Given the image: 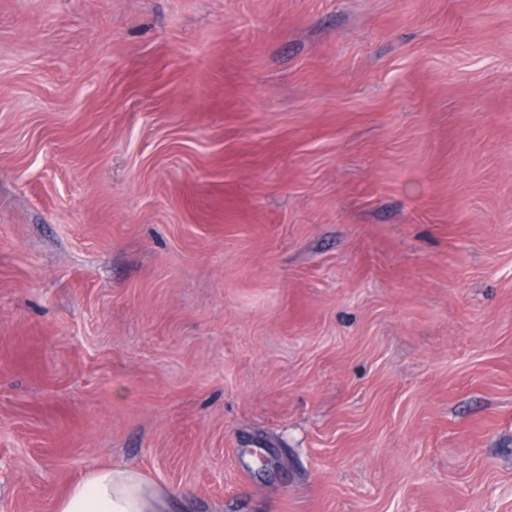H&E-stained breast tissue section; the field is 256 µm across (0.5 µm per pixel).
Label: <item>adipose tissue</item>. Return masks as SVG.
I'll use <instances>...</instances> for the list:
<instances>
[{
    "instance_id": "adipose-tissue-1",
    "label": "adipose tissue",
    "mask_w": 512,
    "mask_h": 512,
    "mask_svg": "<svg viewBox=\"0 0 512 512\" xmlns=\"http://www.w3.org/2000/svg\"><path fill=\"white\" fill-rule=\"evenodd\" d=\"M167 490L142 473L103 466L89 470L72 484L55 512H168Z\"/></svg>"
}]
</instances>
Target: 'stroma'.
I'll return each mask as SVG.
<instances>
[{
	"mask_svg": "<svg viewBox=\"0 0 512 512\" xmlns=\"http://www.w3.org/2000/svg\"><path fill=\"white\" fill-rule=\"evenodd\" d=\"M105 465L512 512V0H0V512Z\"/></svg>",
	"mask_w": 512,
	"mask_h": 512,
	"instance_id": "1",
	"label": "stroma"
}]
</instances>
